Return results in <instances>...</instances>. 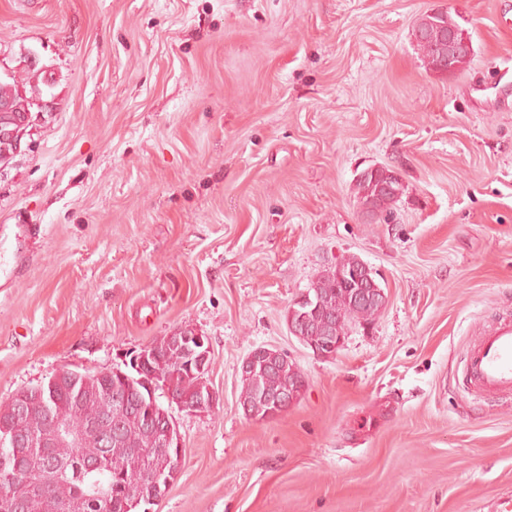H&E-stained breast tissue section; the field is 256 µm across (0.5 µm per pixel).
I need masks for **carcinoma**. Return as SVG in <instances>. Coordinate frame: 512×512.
<instances>
[{
    "instance_id": "obj_1",
    "label": "carcinoma",
    "mask_w": 512,
    "mask_h": 512,
    "mask_svg": "<svg viewBox=\"0 0 512 512\" xmlns=\"http://www.w3.org/2000/svg\"><path fill=\"white\" fill-rule=\"evenodd\" d=\"M462 36L461 28L446 10H430L421 15L414 29L417 47L424 62L433 71L448 74V34ZM22 79L0 80V103L11 102L24 107L20 88L49 89L45 72L40 68H25ZM393 169L384 167L374 173L362 174L356 181L358 202L378 213H390L404 192L403 182L392 176ZM355 256L343 257L319 275L308 291L314 302L309 307L295 306V316L306 315L307 335L313 339L324 323H331L333 336H344L353 323L368 322L381 314L374 306L355 303L352 289L342 285L340 276L358 265ZM156 355L149 361L148 371L158 372L162 381L174 390L193 399L207 389V380L192 374L179 365L180 354L170 348L166 339L151 342ZM302 374L287 362L265 373L259 381L240 377L239 400L249 402L259 412L269 409L263 395H273L300 385ZM43 395L24 419L16 420L11 403L0 404V437L2 429H23L31 436L29 443L14 447L0 443V493L5 492L21 501L22 512H68L66 502L80 500L77 512H128L130 493L137 492L135 484L142 472L157 461V432L143 424L139 413L114 400V394L125 393L132 398L137 393L126 388L121 376L111 370L96 371L75 381L49 378L42 383ZM49 419H56L82 428L86 433L84 447L76 448L69 441L54 445L40 444V434ZM110 426L107 439H95L93 428ZM96 453L98 468L89 472L83 464V448ZM64 463L68 470L65 484L52 486L42 481V473L54 463Z\"/></svg>"
}]
</instances>
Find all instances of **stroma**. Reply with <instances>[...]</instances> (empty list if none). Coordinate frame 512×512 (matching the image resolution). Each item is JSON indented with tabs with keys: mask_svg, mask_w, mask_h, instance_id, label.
I'll use <instances>...</instances> for the list:
<instances>
[{
	"mask_svg": "<svg viewBox=\"0 0 512 512\" xmlns=\"http://www.w3.org/2000/svg\"><path fill=\"white\" fill-rule=\"evenodd\" d=\"M444 9L470 64L429 70ZM35 53L52 111L0 167V403L63 369L123 367L183 326L218 394L172 408L180 471L151 512H494L512 397L464 383L512 319V0H0V60ZM405 191L367 221L357 176ZM388 304L322 359L289 335L336 259ZM285 352L307 385L247 419L240 365ZM448 33L457 34L458 37L466 33L472 46L470 34L452 19L447 10L432 9L425 12L418 19L414 29L417 47L424 62L430 69L442 75H448L452 53L457 54L469 49L467 40H457L454 36L448 38Z\"/></svg>",
	"mask_w": 512,
	"mask_h": 512,
	"instance_id": "stroma-1",
	"label": "stroma"
}]
</instances>
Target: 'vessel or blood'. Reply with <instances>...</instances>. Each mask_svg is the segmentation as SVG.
<instances>
[{"instance_id":"obj_1","label":"vessel or blood","mask_w":512,"mask_h":512,"mask_svg":"<svg viewBox=\"0 0 512 512\" xmlns=\"http://www.w3.org/2000/svg\"><path fill=\"white\" fill-rule=\"evenodd\" d=\"M466 371L477 390L512 395V321L482 332L467 354Z\"/></svg>"}]
</instances>
